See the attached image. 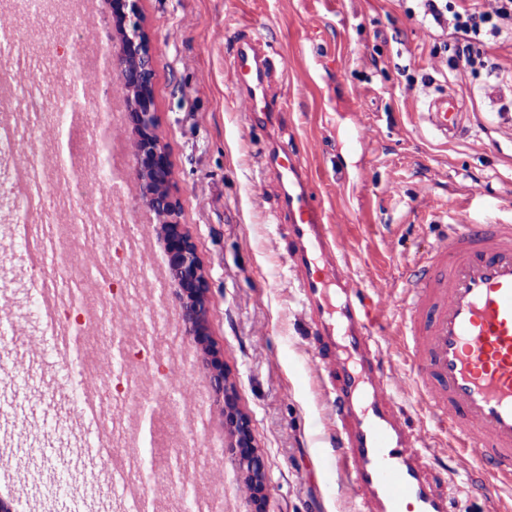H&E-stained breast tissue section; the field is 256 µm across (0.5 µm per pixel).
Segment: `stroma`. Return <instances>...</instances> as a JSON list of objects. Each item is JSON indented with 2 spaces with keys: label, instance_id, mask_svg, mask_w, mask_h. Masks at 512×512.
I'll list each match as a JSON object with an SVG mask.
<instances>
[{
  "label": "stroma",
  "instance_id": "obj_1",
  "mask_svg": "<svg viewBox=\"0 0 512 512\" xmlns=\"http://www.w3.org/2000/svg\"><path fill=\"white\" fill-rule=\"evenodd\" d=\"M159 66L154 86L161 130L184 203V222L210 271V326L224 347L242 407L249 413L269 465L270 512H358L360 495L336 467L333 407L324 382L327 366L316 351L317 327L296 275L282 263L288 220L279 212L280 183L265 169L268 137L251 119L249 98L231 94L233 47L257 39L271 68L269 91L285 102L275 130L297 152L331 214L330 235L355 278L373 297L385 324L377 334L386 389L400 408L434 490L452 500L453 512H512V499L483 484L472 458L452 448L447 432L419 398L407 375V348L399 322L413 263L448 227L492 215L512 222V111L499 113L500 91L484 76L441 64L435 44L455 42L452 32L420 23L414 0H143ZM0 22L13 35L0 48V67L35 88L36 101L19 106L16 156L54 161L65 130L52 118L55 105L73 106L94 126H106L132 167L133 136L102 112L123 109L119 82L104 83L95 66L74 69L73 47L95 56L118 51L106 0L81 14L40 17L26 0H0ZM413 90H405L406 81ZM453 91L464 103L468 134L442 141L429 132L422 104ZM482 185L483 196L472 195ZM0 182V333L10 344L0 357V474L16 494L17 512H132L123 487L146 479L150 459L133 447L141 416H152L160 396L174 397L182 432L179 458L184 485L154 486L151 512H168L175 494L208 512L215 493L224 512H251L249 494L231 467L221 465L222 417L210 403L193 354L175 365L151 366V383L134 407L113 400L106 435L122 443L125 464L113 481L100 475L97 457L74 425L70 390H103L118 365L105 351L97 366L57 362L53 338L42 326L32 289L44 271L30 268L15 235L17 209ZM45 208L58 219L82 218L67 259L56 247L48 263L62 270L67 289L79 273L101 275L107 265L109 211L125 236L151 231L128 187L95 186L75 201L57 188ZM161 253L124 258L128 308L109 314V330L148 344L167 340L162 322L145 327L158 283L152 273ZM78 488L64 494L61 482Z\"/></svg>",
  "mask_w": 512,
  "mask_h": 512
}]
</instances>
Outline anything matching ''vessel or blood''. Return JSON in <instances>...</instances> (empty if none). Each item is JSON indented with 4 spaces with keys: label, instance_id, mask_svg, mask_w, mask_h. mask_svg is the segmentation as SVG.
<instances>
[{
    "label": "vessel or blood",
    "instance_id": "1",
    "mask_svg": "<svg viewBox=\"0 0 512 512\" xmlns=\"http://www.w3.org/2000/svg\"><path fill=\"white\" fill-rule=\"evenodd\" d=\"M233 88L254 113L273 119L267 93L269 62L252 42L232 57ZM467 115L450 92L424 114L441 139L467 130ZM267 163L280 179V207L289 221L285 260L319 316L321 357H335L329 378L336 444L359 492L379 512H450L416 465V450L393 398L373 336L372 299L335 254L326 210L300 156L272 146ZM410 300L400 332L412 339L410 373L416 391L434 389L429 406L442 411L455 448L474 457L495 489L512 490V224L464 223L411 267Z\"/></svg>",
    "mask_w": 512,
    "mask_h": 512
}]
</instances>
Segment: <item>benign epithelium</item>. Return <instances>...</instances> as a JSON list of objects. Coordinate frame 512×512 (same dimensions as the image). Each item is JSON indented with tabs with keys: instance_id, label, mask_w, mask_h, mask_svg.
<instances>
[{
	"instance_id": "7a95c632",
	"label": "benign epithelium",
	"mask_w": 512,
	"mask_h": 512,
	"mask_svg": "<svg viewBox=\"0 0 512 512\" xmlns=\"http://www.w3.org/2000/svg\"><path fill=\"white\" fill-rule=\"evenodd\" d=\"M117 53L100 52L96 66L116 77L124 90V124L133 133L132 175L137 208L150 216L156 239L166 257V303L177 312L181 339L198 356L208 379L210 398L224 417L225 462L247 488L252 512H268L269 473L252 420L239 402L235 379L224 364V353L212 336L210 274L197 242L184 224L183 200L160 130L154 93L158 69L156 44L146 24L142 0H109Z\"/></svg>"
}]
</instances>
